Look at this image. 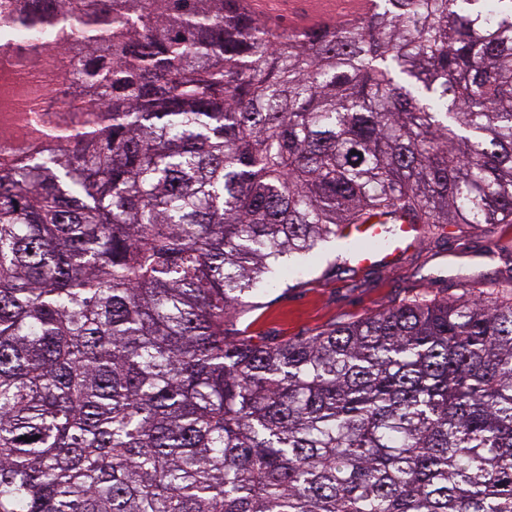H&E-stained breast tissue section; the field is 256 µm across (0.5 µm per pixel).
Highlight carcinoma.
<instances>
[{"mask_svg":"<svg viewBox=\"0 0 512 512\" xmlns=\"http://www.w3.org/2000/svg\"><path fill=\"white\" fill-rule=\"evenodd\" d=\"M373 2L289 38L75 0L96 110L0 156V512H512L511 280L229 321L327 242L386 245L351 224H512V0Z\"/></svg>","mask_w":512,"mask_h":512,"instance_id":"1","label":"carcinoma"}]
</instances>
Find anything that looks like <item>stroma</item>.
Wrapping results in <instances>:
<instances>
[{
	"instance_id": "1",
	"label": "stroma",
	"mask_w": 512,
	"mask_h": 512,
	"mask_svg": "<svg viewBox=\"0 0 512 512\" xmlns=\"http://www.w3.org/2000/svg\"><path fill=\"white\" fill-rule=\"evenodd\" d=\"M509 279L512 224L493 225L484 236L451 224L445 238L414 243L384 266H340L334 250L325 249L307 263L299 280L261 291L237 323L271 336H309L419 292L452 300Z\"/></svg>"
}]
</instances>
